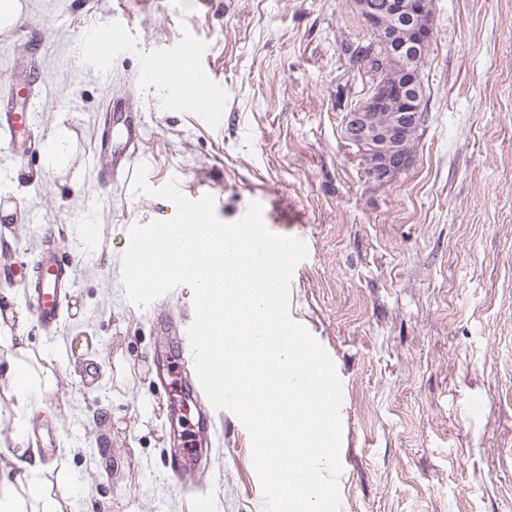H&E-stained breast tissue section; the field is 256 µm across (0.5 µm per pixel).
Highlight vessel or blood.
Wrapping results in <instances>:
<instances>
[{
  "label": "vessel or blood",
  "mask_w": 512,
  "mask_h": 512,
  "mask_svg": "<svg viewBox=\"0 0 512 512\" xmlns=\"http://www.w3.org/2000/svg\"><path fill=\"white\" fill-rule=\"evenodd\" d=\"M119 41V32L111 26L94 29L90 45L95 56L109 61ZM174 83L177 87L172 98L176 109L190 108L204 120L212 119V92H209L207 75L198 67L192 50H185L178 56ZM32 90L29 80L17 78L7 87L0 89V130L11 137L25 133L33 121L31 106ZM128 98L121 95L109 101L106 112L109 116L104 123L103 137L98 145L109 163L101 168L99 178L103 185H111L114 178L130 177L133 162L140 153L139 129L141 114L128 110ZM16 283L23 288L37 291L36 318L43 326L55 323L60 305V290L67 284V266L54 255H47L31 269H20Z\"/></svg>",
  "instance_id": "obj_1"
}]
</instances>
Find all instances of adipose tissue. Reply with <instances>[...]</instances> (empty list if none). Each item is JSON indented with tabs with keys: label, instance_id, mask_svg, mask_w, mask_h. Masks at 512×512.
I'll list each match as a JSON object with an SVG mask.
<instances>
[{
	"label": "adipose tissue",
	"instance_id": "ef3b65f1",
	"mask_svg": "<svg viewBox=\"0 0 512 512\" xmlns=\"http://www.w3.org/2000/svg\"><path fill=\"white\" fill-rule=\"evenodd\" d=\"M29 318L11 289L0 290V335L11 347L0 355V373L9 378L15 398L12 422L15 437H22L34 411L55 388L50 367L38 362L29 344ZM39 457L17 453L7 470H0V512H74V504L52 496L38 473Z\"/></svg>",
	"mask_w": 512,
	"mask_h": 512
}]
</instances>
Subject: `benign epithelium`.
Wrapping results in <instances>:
<instances>
[{
    "label": "benign epithelium",
    "mask_w": 512,
    "mask_h": 512,
    "mask_svg": "<svg viewBox=\"0 0 512 512\" xmlns=\"http://www.w3.org/2000/svg\"><path fill=\"white\" fill-rule=\"evenodd\" d=\"M354 7L376 36L370 52L376 65L366 97L344 116L342 135L363 158L368 176L387 184L409 167L407 135L425 121L414 68L431 43L433 25L426 0H354Z\"/></svg>",
    "instance_id": "7a95c632"
}]
</instances>
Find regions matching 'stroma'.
Segmentation results:
<instances>
[{"label": "stroma", "mask_w": 512, "mask_h": 512, "mask_svg": "<svg viewBox=\"0 0 512 512\" xmlns=\"http://www.w3.org/2000/svg\"><path fill=\"white\" fill-rule=\"evenodd\" d=\"M21 4L0 34V84L30 73L35 114L24 154L0 131V200L26 217L0 223V283L50 245L72 272L58 324L29 330L56 379L27 442L52 494L62 468L76 512H266L247 429L212 407L181 347L191 289L143 309L126 298L128 230L174 208L96 179L105 107L125 92L150 186L212 195L228 223L258 202L273 233L306 244L288 311L342 382L340 512H512V0H433L426 121L385 185L341 134L372 83L346 51L369 39L352 0ZM104 25L120 31L105 64L87 40ZM186 46L224 91L207 123L148 76ZM59 121L74 154L57 174L42 144ZM84 225L96 245L81 250ZM190 440L196 459L174 480Z\"/></svg>", "instance_id": "stroma-1"}]
</instances>
